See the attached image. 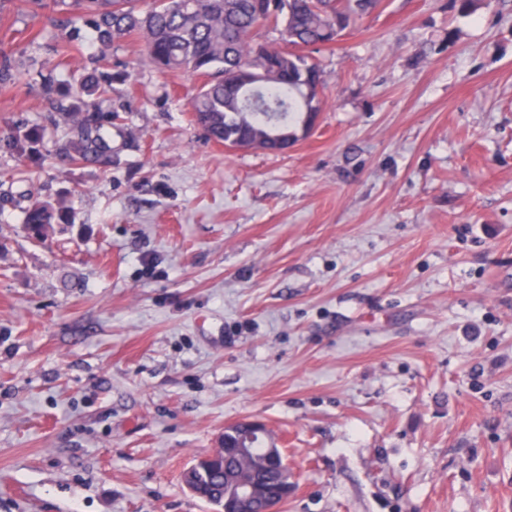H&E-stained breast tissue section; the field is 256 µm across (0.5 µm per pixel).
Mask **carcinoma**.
<instances>
[{"label": "carcinoma", "mask_w": 512, "mask_h": 512, "mask_svg": "<svg viewBox=\"0 0 512 512\" xmlns=\"http://www.w3.org/2000/svg\"><path fill=\"white\" fill-rule=\"evenodd\" d=\"M61 15L60 60L72 57L82 19L93 40L103 47L129 38L145 42L144 62L162 72L192 70L207 81L190 100L194 121L215 142L247 148L250 136L270 131L277 123L281 141L274 151L297 141L296 126L306 112L318 113L317 88L322 72L300 51L332 41L350 20L373 10L378 0H52ZM272 27L289 52L255 40L261 27ZM19 66L0 56V85L16 84ZM104 74L93 68L76 84L64 86L49 77L41 95L49 106L50 125L65 128L55 143L53 159L66 165L112 162V138L98 98L108 92ZM39 135L26 131L10 141L23 156L35 152ZM23 224L32 237L42 238L53 224L71 223V212L60 202L35 200L22 208ZM224 462H214L201 474L202 500L223 512L221 476Z\"/></svg>", "instance_id": "cac0c4a2"}]
</instances>
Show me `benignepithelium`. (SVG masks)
<instances>
[{"label": "benign epithelium", "instance_id": "7a95c632", "mask_svg": "<svg viewBox=\"0 0 512 512\" xmlns=\"http://www.w3.org/2000/svg\"><path fill=\"white\" fill-rule=\"evenodd\" d=\"M221 446L241 460L276 467L282 474L281 482L274 488L265 486L254 476L243 477L234 483L229 490L232 512H277L278 506L288 500L294 490L288 462L278 440L264 424L243 420L224 428Z\"/></svg>", "mask_w": 512, "mask_h": 512}]
</instances>
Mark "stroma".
Listing matches in <instances>:
<instances>
[{"instance_id": "1", "label": "stroma", "mask_w": 512, "mask_h": 512, "mask_svg": "<svg viewBox=\"0 0 512 512\" xmlns=\"http://www.w3.org/2000/svg\"><path fill=\"white\" fill-rule=\"evenodd\" d=\"M57 14L0 0V52ZM108 167L51 159L32 69L0 87V185L73 212L45 240L0 202V512H213L182 475L260 421L297 483L279 512H512V0H380L336 41L313 129L226 148L193 72L145 45Z\"/></svg>"}]
</instances>
